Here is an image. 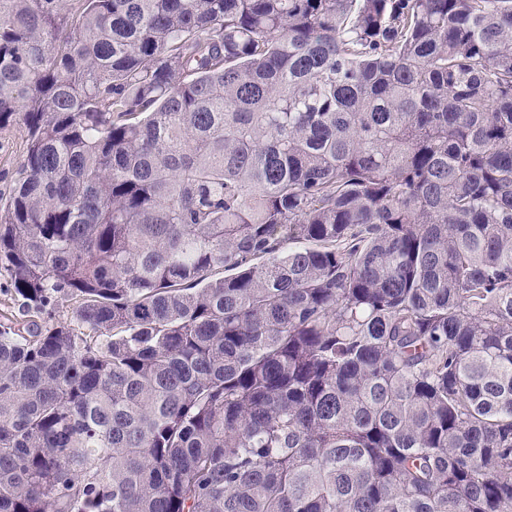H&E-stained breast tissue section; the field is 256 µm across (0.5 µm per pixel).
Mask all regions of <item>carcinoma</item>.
Masks as SVG:
<instances>
[{
	"label": "carcinoma",
	"mask_w": 512,
	"mask_h": 512,
	"mask_svg": "<svg viewBox=\"0 0 512 512\" xmlns=\"http://www.w3.org/2000/svg\"><path fill=\"white\" fill-rule=\"evenodd\" d=\"M11 125L0 512H512V0H0ZM9 277L6 274H0V325H15L16 319H26L23 317L22 307L10 287Z\"/></svg>",
	"instance_id": "obj_1"
}]
</instances>
